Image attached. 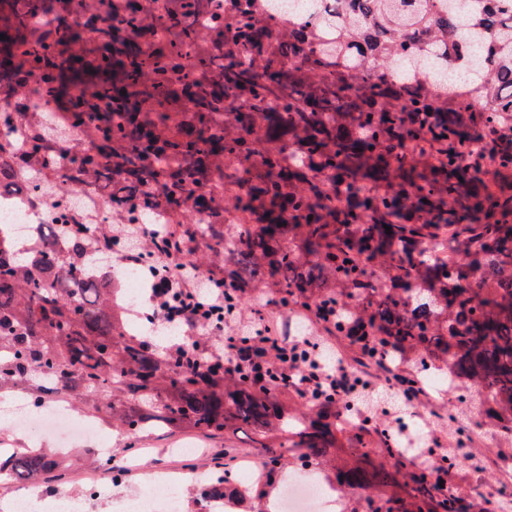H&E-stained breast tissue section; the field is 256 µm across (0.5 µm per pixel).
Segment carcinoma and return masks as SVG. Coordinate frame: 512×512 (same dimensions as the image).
Returning a JSON list of instances; mask_svg holds the SVG:
<instances>
[{
  "label": "carcinoma",
  "instance_id": "cac0c4a2",
  "mask_svg": "<svg viewBox=\"0 0 512 512\" xmlns=\"http://www.w3.org/2000/svg\"><path fill=\"white\" fill-rule=\"evenodd\" d=\"M269 0H178L142 18L146 0H0V179L20 163L34 190L59 178L69 132L95 146L72 159L68 190L99 191L123 224L165 212L207 213L184 238L198 261L224 258L239 298L275 288L280 307L353 316L322 323L352 360L367 344L387 347L394 372L430 389L425 374L448 370L461 399L480 400V424L512 435V15L497 0H306L307 20L279 24ZM213 49L182 72L202 36ZM471 52L453 66L465 80L442 91L425 73L448 70V46ZM194 111L173 137L166 102ZM65 107L66 133L48 139L43 119ZM496 147L460 162L471 143ZM277 147L261 152L258 144ZM415 142L445 150L434 164L404 155ZM391 231H386V227ZM107 225L79 236L39 232L32 250L0 236V393L37 404L68 402L128 435L224 438L221 479L202 496L253 501L280 487L286 466L316 471L342 512H465L459 489L436 473L396 462L391 433L348 419L349 407L288 399L277 374L266 388L195 362L192 340L165 347L125 329L119 287L101 263ZM379 269V279L367 270ZM250 430L262 449L258 479L237 490L233 439ZM64 462L43 448L0 455V484L35 472L58 479ZM495 481H512V456L495 454Z\"/></svg>",
  "mask_w": 512,
  "mask_h": 512
}]
</instances>
